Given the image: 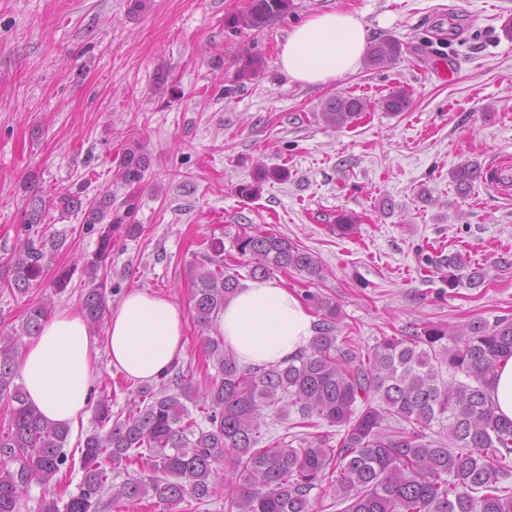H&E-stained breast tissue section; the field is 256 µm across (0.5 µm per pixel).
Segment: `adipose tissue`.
Wrapping results in <instances>:
<instances>
[{
    "instance_id": "1",
    "label": "adipose tissue",
    "mask_w": 512,
    "mask_h": 512,
    "mask_svg": "<svg viewBox=\"0 0 512 512\" xmlns=\"http://www.w3.org/2000/svg\"><path fill=\"white\" fill-rule=\"evenodd\" d=\"M368 45L358 12H320L292 28L280 45L279 63L296 82L326 84L354 73ZM218 325L241 364H281L309 345L313 316L275 280L254 279L225 303ZM185 348L182 314L168 298L129 291L108 320L109 361L133 381H156ZM18 368L28 400L43 417L76 426L98 372L81 311L63 309L48 316L40 332L25 340Z\"/></svg>"
}]
</instances>
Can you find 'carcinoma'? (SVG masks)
<instances>
[{
  "label": "carcinoma",
  "instance_id": "obj_1",
  "mask_svg": "<svg viewBox=\"0 0 512 512\" xmlns=\"http://www.w3.org/2000/svg\"><path fill=\"white\" fill-rule=\"evenodd\" d=\"M294 8L293 0H250L245 11L225 20V27L234 33L260 31ZM402 54L400 41L380 37L371 43L366 63L377 68ZM265 64L260 54L246 53L238 62L237 81L253 79ZM410 104L407 92L398 88L381 107L396 114ZM366 108L362 97L338 95L325 102L321 117L343 128ZM147 166L148 156L136 142L123 154L116 180L139 183ZM480 171V164L467 161L451 176L466 191ZM287 176L284 168L259 167L238 193L256 197L264 183ZM50 208L61 220L81 212L88 226L103 225L100 255L85 266L91 287L81 303L94 328L105 313L108 274L100 270L112 227L130 237L140 232L139 225L125 223L132 205L122 214L112 211L108 191L92 199L79 189L56 197L35 192L23 237L5 261L7 278L0 281L12 293L41 287L47 250L64 246L36 231ZM357 222L352 214H338L332 227L348 235ZM230 243L247 259L252 278L288 270L321 277L318 259L275 231L247 226ZM435 265L448 270L450 288L477 289L486 281L485 268L458 252L438 257ZM194 271L192 312L206 328L239 287L238 277L224 270V240L210 241ZM303 300L319 319L298 356L284 365L243 366L225 348L224 337L207 336L204 349L216 369L208 384L198 386L190 368L166 373L159 384L139 387L123 417L112 416V399L102 395L95 405L96 427L85 436L78 457L64 451L70 429L45 420L19 382L23 338L36 334L49 316L47 302L32 303L20 330L0 336V406L8 416L7 427L0 428V455L14 464L0 469V512H19L32 484L58 486V474L75 467L83 473L77 492L62 507L56 498L44 501L43 512H100L108 493L114 507L148 494L165 509L187 498L199 507L221 488L224 512H310L314 490L331 494L342 512H512V487L502 484L512 473V420L499 417L490 400L500 363L512 357V318H477L457 328L425 322L411 334L383 336L362 350L342 335L336 302L312 291ZM266 410L279 419L296 411L294 427L304 432L262 444ZM323 424L336 432H306ZM121 462L147 466L149 481L132 477L113 483L111 465ZM221 462L230 467L222 481Z\"/></svg>",
  "mask_w": 512,
  "mask_h": 512
}]
</instances>
